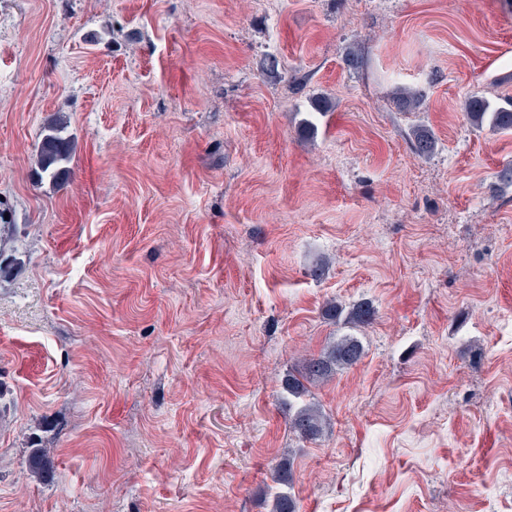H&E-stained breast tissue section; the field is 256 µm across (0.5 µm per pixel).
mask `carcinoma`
I'll use <instances>...</instances> for the list:
<instances>
[{
    "mask_svg": "<svg viewBox=\"0 0 512 512\" xmlns=\"http://www.w3.org/2000/svg\"><path fill=\"white\" fill-rule=\"evenodd\" d=\"M424 95L417 89L399 87L392 92V102L401 112H412L418 109ZM466 112L473 125L480 127L489 122L493 130L508 131L512 129V96L501 98V102H493L485 97L474 96L466 103ZM67 121L59 116L52 119L44 127V134L38 144L36 153V175L41 180L52 184L64 183L70 175L69 163L72 160L75 144L67 135ZM414 149L421 156H430L436 148L435 137L426 130L413 133ZM0 258L10 260L3 266L0 264V281L12 277L20 265L15 250L5 248L0 241ZM373 317V309L366 303L352 306L346 321L353 325H362ZM363 355L361 342L354 336H342L322 355L307 358L302 363L299 375H288L284 390L288 394V405L294 408L289 417V428L302 439H316L321 436L325 427V416L320 408L303 397L308 392L306 384L321 382L333 375L338 369L357 363ZM272 512H298L297 504L291 494L276 490L273 494Z\"/></svg>",
    "mask_w": 512,
    "mask_h": 512,
    "instance_id": "obj_1",
    "label": "carcinoma"
}]
</instances>
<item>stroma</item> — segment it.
Instances as JSON below:
<instances>
[{"mask_svg": "<svg viewBox=\"0 0 512 512\" xmlns=\"http://www.w3.org/2000/svg\"><path fill=\"white\" fill-rule=\"evenodd\" d=\"M505 95L512 0H0V512H270L284 463L299 512H512V131L465 112ZM391 99L399 111L412 112L421 106L424 95L414 88L398 87L392 92ZM67 121L59 116L44 127V134L36 153V175L52 184L64 183L70 175L68 164L72 160L75 144L67 135ZM363 355L361 342L354 336H342L322 355L307 358L302 363L299 377L289 374L284 384L288 405L294 408L289 417V428L302 439H316L325 427V416L314 403L304 402L308 383L321 382L338 369L356 364Z\"/></svg>", "mask_w": 512, "mask_h": 512, "instance_id": "stroma-1", "label": "stroma"}]
</instances>
